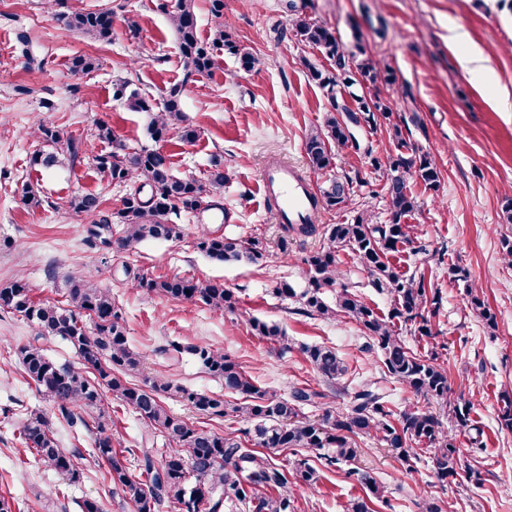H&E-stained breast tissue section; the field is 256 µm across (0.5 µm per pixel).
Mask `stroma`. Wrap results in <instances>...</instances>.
<instances>
[{
	"instance_id": "stroma-1",
	"label": "stroma",
	"mask_w": 512,
	"mask_h": 512,
	"mask_svg": "<svg viewBox=\"0 0 512 512\" xmlns=\"http://www.w3.org/2000/svg\"><path fill=\"white\" fill-rule=\"evenodd\" d=\"M288 2L224 0L223 18L233 39L262 65L246 72L236 56L217 51L214 67L183 93L182 108L200 129L199 140L188 144L172 134L163 143L180 176L204 179L212 159L223 160L230 220L185 216L181 240H147L125 254L92 239L87 221L65 205L71 196L100 192L112 208L121 191L104 186L88 159L50 173L30 167L36 142L29 131L45 119L97 153L105 145L95 139L94 125L104 120L129 146H152L150 113L129 109L114 97L113 85L128 81L130 89L149 93L154 108H162L168 89L183 77L170 18L156 11L154 0H67L71 7L112 11V38L99 42L66 28L46 0H0V242H10L0 245V283L24 277L35 299L57 303L64 301L69 280L93 275L111 289L127 321L129 345L144 358L145 375L192 390L220 394L224 387L191 355L164 353L168 341L222 350L258 385L283 391L292 383L324 387L301 352L305 345L335 347L348 380L369 373L374 359L362 352L356 323L294 314V301L272 293L282 281L305 287L301 258L320 240L288 237L263 205L259 175L275 159L308 170L304 136L323 124L330 108L326 89L306 69L310 62L325 69L330 62L319 49L297 41ZM306 13L335 31L346 51L362 42L368 57L394 69L396 84L382 91L393 120L408 126L412 144L430 153L440 168L439 192L412 183L418 208L408 222L427 248L426 272L442 298L434 324L451 395L474 405V429L457 437L463 470L447 485L434 484L423 465L405 472L369 439H358L355 464L375 474L394 512H419L427 497L454 512H512V432L500 430L496 419L500 395L512 393V267L503 262L501 249L502 237L512 238V222L502 210L504 198L512 196V0H307ZM129 17L137 20V33H129ZM78 55L95 57L98 69L71 75L70 61ZM333 153L332 175L353 180L357 197L376 191L372 204L385 216L382 182L364 153L348 145ZM27 184L45 196L42 208L23 204ZM201 223L217 235L261 236L267 244L264 260L257 265L210 260L192 247ZM452 261L468 268L497 316L496 330L482 325L462 286L449 280ZM126 262L156 278L223 282L239 296L240 308L221 315L145 295L127 284ZM253 317L279 325L284 344L253 335ZM32 338L29 323L0 311V495L13 499L14 512H77L75 501L85 498L98 499L105 512H132L102 481L89 437L71 440L66 423L53 424L62 448H79L83 456L80 483L62 495L56 477L19 443L24 416L11 411L12 402L48 407L16 356ZM475 463L482 471L479 485L465 473ZM361 493L341 469L321 471L316 485L293 487L296 512H343Z\"/></svg>"
}]
</instances>
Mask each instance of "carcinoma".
<instances>
[{"mask_svg": "<svg viewBox=\"0 0 512 512\" xmlns=\"http://www.w3.org/2000/svg\"><path fill=\"white\" fill-rule=\"evenodd\" d=\"M289 10L294 12L292 26L299 42L322 49L332 62L330 70L310 68L313 80L331 93L338 86L349 88L360 82L372 87L373 97L353 93L351 99L355 120L362 122L367 132L376 133L391 112L381 88L395 82L393 70L369 58L356 60V54L346 52L329 27L313 21L293 3ZM57 16L67 27L93 40L107 41L112 36L109 10L71 9ZM169 17L177 34L184 77L169 89L162 110L153 111L148 93L127 92V81L114 84V94L127 97L132 110L152 113L148 132L154 141L163 142L174 131L181 141L193 143L200 132L186 123L181 106L183 87L194 76L211 70L214 49L220 46L235 55L247 72L260 67L262 61L233 41L222 26L212 42L201 41L192 0H176ZM96 67V59L78 55L71 60L70 70L73 74H89ZM331 99L324 124L311 128L304 136L310 167L325 178L316 203L320 211L343 209L352 204L354 197L352 181L330 174L333 145H345L354 137L348 108L336 96ZM33 134L38 144L31 154V165L56 170L80 160L81 140L59 127L40 120ZM97 136L112 143L111 151L91 157L101 180L135 185L114 209L106 208L99 193L70 199V208L95 226L90 235L101 243H107L113 224L122 225L116 251L130 253L147 239H182L177 220L184 215L218 212L229 217L222 196L228 175L221 161L212 162L202 182L175 175L171 155L160 147L135 148L117 141L105 122L98 123ZM365 156L383 174L387 222H378L371 202L365 200L347 224L286 226L285 231L293 239L318 234L323 242L302 257L306 288L299 291L287 281L273 288L279 297L299 304V315L326 320L346 318L360 327L365 349L376 357L375 369L353 386L345 387L349 404L344 412L335 414L326 408L321 419H311L305 416L304 408L323 406L326 394L322 391L293 385L288 393L281 394L258 385L223 351L176 341L169 342L163 352L192 355L205 372L224 383V394L193 391L150 376L134 384L128 377L141 373L143 361L128 344L125 319L109 290L88 277L72 279L68 282L67 303L60 306L35 300L22 278L0 285V311L27 320L36 330L35 339L58 337L75 350L77 367L55 361L41 346L28 343L19 348L23 372L52 405L54 415L66 422L73 440L80 441L85 433L91 435L92 452L104 479L133 512H224L226 507L239 512H295L292 481L314 485L319 481L320 469L307 458H296L286 467L276 463L271 453L279 449L295 454L314 452L323 467L337 468L356 457L355 438L359 436L380 441L410 472L429 458L437 482L445 483L457 474L460 448L456 432L472 426L473 404L451 397L448 369L438 363L433 319L439 313L441 297L425 270L417 267L407 275L390 260L400 248L414 243L413 227L405 222L417 207L410 181L437 192L440 170L435 159L407 141L397 125L393 126L386 161L372 156L370 147ZM193 247L217 262L258 264L266 252L259 237L242 240L204 229L195 235ZM341 250L349 251L356 265L340 266L337 253ZM123 269L131 286L146 295L200 304L220 314L234 312L240 303L236 293L219 281L201 282L185 276L157 279L135 272L127 264ZM360 273L367 275L368 282L359 280ZM448 277L464 284L471 309L489 328H496V315L485 303L482 291L471 283L468 270L451 264ZM367 286L390 298L387 314H379L364 300L361 289ZM328 291L335 292L333 305L325 298ZM249 324L255 335L274 344L285 340L284 331L276 324L255 317ZM405 332L425 341L427 351L411 348L402 337ZM302 352L326 383L339 381L348 373L330 346H305ZM390 384L410 391L416 403L403 410L396 407L388 391ZM171 391L202 415L231 416L245 422L246 428L227 433L193 428L164 407L161 397ZM107 393L137 417L141 425L138 447H115L112 416L106 410ZM226 394L236 399L229 401L224 398ZM78 409L97 412L96 421L88 422L76 413ZM498 420L501 428L512 431L511 395L500 397ZM160 438L164 447H154V441ZM19 439L36 461L57 475V492L82 478L80 453L60 448L48 414L28 411ZM132 465L138 467L139 474L130 472ZM346 477L358 482L364 492L348 500L344 512H377L376 506L388 503L384 487L372 473L349 469Z\"/></svg>", "mask_w": 512, "mask_h": 512, "instance_id": "1", "label": "carcinoma"}]
</instances>
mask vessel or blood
<instances>
[{"instance_id":"vessel-or-blood-1","label":"vessel or blood","mask_w":512,"mask_h":512,"mask_svg":"<svg viewBox=\"0 0 512 512\" xmlns=\"http://www.w3.org/2000/svg\"><path fill=\"white\" fill-rule=\"evenodd\" d=\"M259 191L264 200L273 202L280 223L297 224L316 215L312 181L288 163L267 164L261 174Z\"/></svg>"}]
</instances>
